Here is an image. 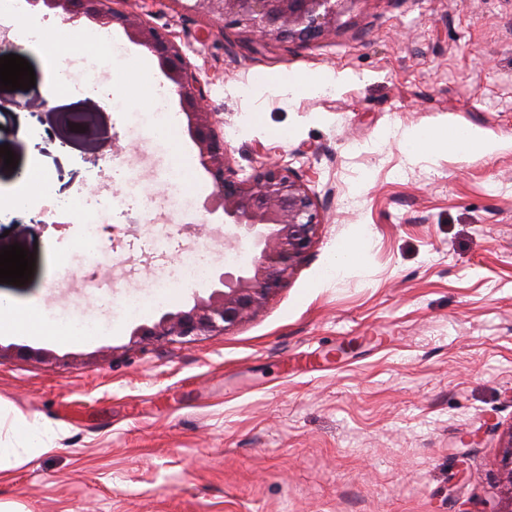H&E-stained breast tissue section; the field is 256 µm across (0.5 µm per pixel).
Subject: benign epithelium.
Returning <instances> with one entry per match:
<instances>
[{
  "mask_svg": "<svg viewBox=\"0 0 512 512\" xmlns=\"http://www.w3.org/2000/svg\"><path fill=\"white\" fill-rule=\"evenodd\" d=\"M349 0H192L225 26L263 41L305 42L336 29V17ZM37 10L67 22L82 19L103 28L117 26L130 42L155 56L171 83L187 120V132L200 166L214 186L209 213L224 214V246L233 251L247 241L251 260L224 272L208 296L197 295L185 310L168 311L150 325H140L132 342L224 334L261 309L288 279L313 243L321 224L314 196L276 163L260 165L248 179L237 178L226 161L227 147L217 131L215 113L182 51L170 35L147 20L117 11L112 0H31Z\"/></svg>",
  "mask_w": 512,
  "mask_h": 512,
  "instance_id": "1",
  "label": "benign epithelium"
}]
</instances>
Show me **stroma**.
<instances>
[{
  "mask_svg": "<svg viewBox=\"0 0 512 512\" xmlns=\"http://www.w3.org/2000/svg\"><path fill=\"white\" fill-rule=\"evenodd\" d=\"M169 32L204 85L230 165L289 168L324 216L287 283L251 320L220 336L134 344L133 329L191 306L185 282L161 301L142 284L174 272L180 244L223 241L214 188L177 98V135L154 140L137 108L102 106L140 53H121L47 105L0 107V247L35 266L0 301L101 324L66 343L0 339V445L20 447L18 416L47 452L0 475L21 512H512L502 457L512 437V0H355L336 32L259 42L181 0H112ZM350 74L335 92L289 95L252 78ZM98 128L72 131L74 120ZM466 124L499 143L465 157L402 153L405 129ZM391 138L379 143L380 132ZM38 161L48 197L16 207ZM180 162L181 180L167 173ZM192 200L153 254L152 199ZM53 218L39 223L45 205ZM101 210L97 275L113 257L132 274L119 293L74 288L59 261L88 267L86 215ZM361 264L321 275L356 226ZM138 309H130L132 300Z\"/></svg>",
  "mask_w": 512,
  "mask_h": 512,
  "instance_id": "obj_1",
  "label": "stroma"
}]
</instances>
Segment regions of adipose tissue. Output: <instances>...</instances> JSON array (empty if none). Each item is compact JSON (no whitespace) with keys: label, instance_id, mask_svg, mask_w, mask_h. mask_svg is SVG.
<instances>
[{"label":"adipose tissue","instance_id":"ef3b65f1","mask_svg":"<svg viewBox=\"0 0 512 512\" xmlns=\"http://www.w3.org/2000/svg\"><path fill=\"white\" fill-rule=\"evenodd\" d=\"M0 11L7 14L8 23L18 37L19 46L33 51L42 60L57 63L68 56L83 53L90 47L96 49L102 62H109L112 57V46L105 32L93 35L77 32L59 39L49 38L20 5L19 0H0ZM130 65L136 71L137 77L120 86L121 95L140 109H154L160 100L168 97V89L160 87L153 75L151 64L145 57L132 56ZM399 147L409 157L414 158L441 151L466 156L477 151H490L492 145L481 131L470 126L450 129L439 125H424L408 129L400 140ZM19 332L35 339L56 341L87 338L91 335L86 327L47 320L33 308L0 304V335ZM16 427L24 444L19 448L0 447L1 473L47 450L37 422L21 417L18 418Z\"/></svg>","mask_w":512,"mask_h":512}]
</instances>
